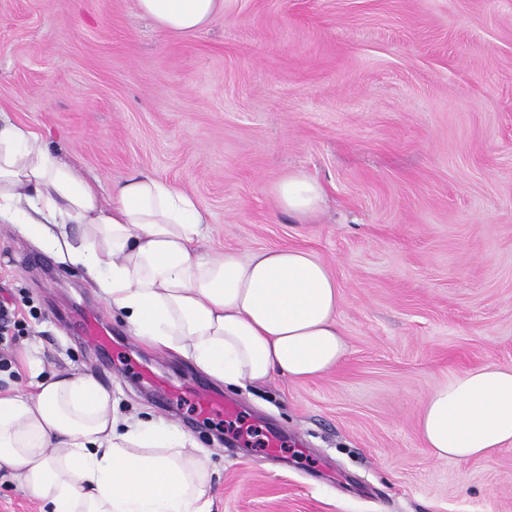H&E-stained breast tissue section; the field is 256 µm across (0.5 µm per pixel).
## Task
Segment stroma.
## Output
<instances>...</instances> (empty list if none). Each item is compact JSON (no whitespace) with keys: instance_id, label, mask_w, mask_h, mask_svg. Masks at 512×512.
<instances>
[{"instance_id":"35a3bbf8","label":"stroma","mask_w":512,"mask_h":512,"mask_svg":"<svg viewBox=\"0 0 512 512\" xmlns=\"http://www.w3.org/2000/svg\"><path fill=\"white\" fill-rule=\"evenodd\" d=\"M0 112L94 183L144 172L209 214L204 251L297 247L342 292L345 362L231 387L129 336L80 270L0 223V387L92 372L120 416L211 454L210 512H512V447L439 460L417 418L468 368L512 366V0H224L170 35L136 0H0ZM327 192L302 222L273 185ZM95 310L103 351L74 323ZM173 385L163 396L143 370ZM214 390L256 437L200 414Z\"/></svg>"}]
</instances>
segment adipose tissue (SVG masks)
<instances>
[{"instance_id": "ef3b65f1", "label": "adipose tissue", "mask_w": 512, "mask_h": 512, "mask_svg": "<svg viewBox=\"0 0 512 512\" xmlns=\"http://www.w3.org/2000/svg\"><path fill=\"white\" fill-rule=\"evenodd\" d=\"M163 32L191 35L224 0H137ZM301 219L325 202L298 172L274 185ZM208 222L172 182L138 173L109 201L31 127L0 125V223L22 225L41 249L85 270L101 297L146 345L190 359L228 386L274 376L304 382L340 367V287L294 247L202 253ZM36 393L0 389V474L40 512H210L207 449L177 427L116 414L91 373H53ZM436 458L470 459L512 446V367L458 373L428 393L417 420Z\"/></svg>"}]
</instances>
